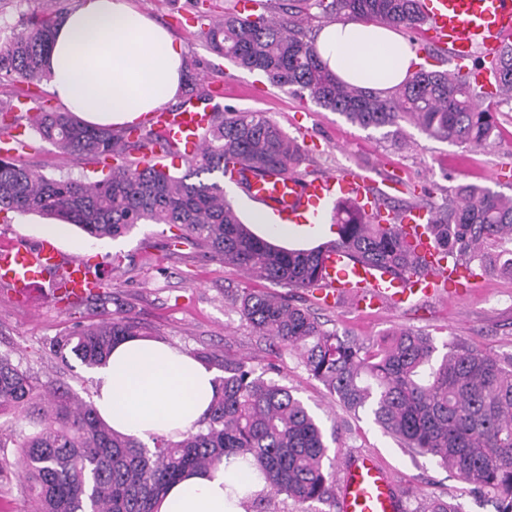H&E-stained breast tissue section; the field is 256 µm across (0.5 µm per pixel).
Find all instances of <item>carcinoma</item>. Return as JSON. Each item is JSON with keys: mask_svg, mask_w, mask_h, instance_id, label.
<instances>
[{"mask_svg": "<svg viewBox=\"0 0 512 512\" xmlns=\"http://www.w3.org/2000/svg\"><path fill=\"white\" fill-rule=\"evenodd\" d=\"M288 17L228 13L210 25L211 50L235 65L262 72L353 125L383 131L406 145L402 123L466 149L487 147L498 131L497 109L482 107L483 93L468 74L421 66L386 94L347 84L319 58L306 28L315 18L340 15L389 28L423 27L419 0H287ZM62 14L30 16L0 38V77L28 83L50 79L45 55ZM499 99H512V43L486 63ZM39 137L80 162L106 154L154 153L166 148L156 131L135 139L86 123L69 112L36 116ZM297 140L263 112L216 113L203 149L181 176L152 165L113 169L101 180L48 177L24 161L0 156V221L34 214L80 227L97 238H118L149 222L178 230L213 257L250 277L283 288H310L321 276L329 245L361 264L397 278L421 273L412 250L391 224H375L352 204L336 209V238L314 247H283L253 232L224 190V170L241 163L254 174L294 173L302 162ZM427 232L444 256L469 269L512 280V197L466 184L431 207ZM235 304L245 320L279 353L294 354L345 413L373 416L384 433L411 453L455 472L473 490L491 496L497 512H512V356H493L465 341L442 358L431 337L399 329L361 340L329 329L310 309L287 296L244 288ZM146 335L117 309L99 323L58 337L53 354H73L88 368L106 365L119 340ZM212 404L197 431L152 444L116 432L93 402L42 382L0 353V415L16 425L0 430L18 449L0 460L24 477L31 512H157L170 486L190 470L240 460L265 487L254 512H273L274 499L336 502L335 473L325 434L288 387L256 374L242 360L224 358Z\"/></svg>", "mask_w": 512, "mask_h": 512, "instance_id": "cac0c4a2", "label": "carcinoma"}]
</instances>
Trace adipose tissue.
<instances>
[{"label": "adipose tissue", "instance_id": "ef3b65f1", "mask_svg": "<svg viewBox=\"0 0 512 512\" xmlns=\"http://www.w3.org/2000/svg\"><path fill=\"white\" fill-rule=\"evenodd\" d=\"M320 58L340 80L387 90L403 83L416 57L398 32L339 18L317 29ZM48 92L89 122L122 127L163 106L183 79L182 49L131 0H82L57 27L48 55ZM215 374L159 340L131 338L112 350L94 395L103 420L150 442L178 438L210 407ZM261 490L240 464L186 475L170 487L159 512H246L225 488Z\"/></svg>", "mask_w": 512, "mask_h": 512}]
</instances>
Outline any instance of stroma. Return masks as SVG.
<instances>
[{
	"label": "stroma",
	"mask_w": 512,
	"mask_h": 512,
	"mask_svg": "<svg viewBox=\"0 0 512 512\" xmlns=\"http://www.w3.org/2000/svg\"><path fill=\"white\" fill-rule=\"evenodd\" d=\"M79 0H0V20L8 25L36 13L48 15L70 9ZM156 22L166 26L180 43L185 68L200 86L223 90L215 108L259 111L297 140L316 144L300 168L307 176L330 175L347 167L364 170L376 184L395 180L405 187L393 194L392 204H439L461 184L476 183L512 196V100L498 106L500 135L492 145L468 151L427 136L408 124L407 148L398 150L381 131L352 125L338 113L288 90L272 86L257 71L240 68L212 52L205 31L210 21L234 10L236 0H134ZM35 149L26 163L48 176L71 175L90 181L101 179L99 166L84 161L73 164L55 146L34 139ZM241 214L254 231L284 246H315L334 239L331 219H324L308 237L285 226L255 223L254 210ZM172 230L163 224H139L116 239H95L75 226H67L56 243L67 257L83 258L94 272L104 275L103 293L60 309L44 299L22 307L0 287V351L42 381L68 387L84 400H92L96 372L75 356L56 358L50 344L56 337L82 325L99 321L115 309L145 326L152 338L186 352L207 348L217 357L250 361L257 372L293 390L325 429L336 432L332 449L337 462L367 454L377 458L402 495V512H421L432 498L460 504L463 512H495L488 497L475 494L453 472L435 466L428 458L412 455L385 435L372 417L348 416L331 401L324 387L312 379L290 355L275 357L240 318L233 302L237 290L250 281L241 271L211 258L203 248L176 244ZM296 304L311 307L329 326L362 339L383 337L399 328L432 336L436 346L460 339L491 354L512 355V280L480 275L474 288L461 299L438 296L418 299L412 306L392 312L386 308L362 309L346 300L336 306L321 305L312 290L291 288Z\"/></svg>",
	"instance_id": "stroma-1"
}]
</instances>
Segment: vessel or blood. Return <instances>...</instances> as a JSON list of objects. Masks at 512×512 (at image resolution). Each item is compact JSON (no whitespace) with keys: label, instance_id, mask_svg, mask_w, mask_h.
Here are the masks:
<instances>
[{"label":"vessel or blood","instance_id":"vessel-or-blood-1","mask_svg":"<svg viewBox=\"0 0 512 512\" xmlns=\"http://www.w3.org/2000/svg\"><path fill=\"white\" fill-rule=\"evenodd\" d=\"M427 44L468 58L497 55L505 40L512 38V0H419ZM214 90L188 99L179 108L165 107L145 114L142 128L161 132L169 151L156 155V167L168 156L193 157L203 146L213 121ZM24 127L0 131V152L20 156L26 142ZM225 178L257 211L278 224L291 225L302 233L321 220L338 200L360 204L378 224L398 225L402 237L420 258L422 275L401 281L354 261L341 248L331 246L321 258L322 274L313 291L329 307L352 299L369 307L403 308L414 300L443 291L457 292L462 267L449 264L426 233L427 210L408 208L400 213L378 204L369 179L353 170L308 178L298 174L253 176L243 165L229 166ZM106 282L79 257H64L53 240L33 246L11 244L0 247V287L13 300L27 305L32 296L49 292L56 303L69 305L102 292ZM338 506L340 512H401L400 494L387 472L371 456L347 460L341 468Z\"/></svg>","mask_w":512,"mask_h":512}]
</instances>
